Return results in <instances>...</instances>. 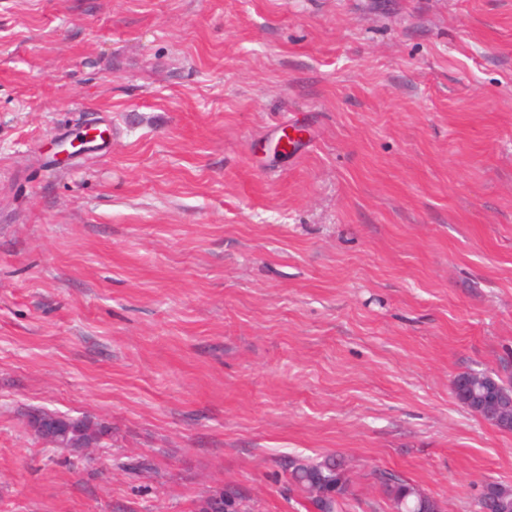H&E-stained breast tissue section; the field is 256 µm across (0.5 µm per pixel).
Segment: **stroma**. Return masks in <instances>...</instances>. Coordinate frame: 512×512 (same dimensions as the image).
<instances>
[{"label": "stroma", "instance_id": "35a3bbf8", "mask_svg": "<svg viewBox=\"0 0 512 512\" xmlns=\"http://www.w3.org/2000/svg\"><path fill=\"white\" fill-rule=\"evenodd\" d=\"M469 370L512 376V0H0V512H303L330 454L347 512H476ZM68 437L54 445L59 448L78 447L82 444H93L96 448H105L104 438L109 435V429L87 417H82L79 424L66 430ZM96 448H78L84 456H90ZM287 466L290 483L304 495L307 512H345L353 492L349 470L341 459L295 456ZM378 479L392 501L395 512H439V505L435 500L399 477L380 472ZM223 501L224 511L222 512H253L250 500L231 489L224 490L221 498L210 495L203 497L199 500L196 512H218L217 505Z\"/></svg>", "mask_w": 512, "mask_h": 512}]
</instances>
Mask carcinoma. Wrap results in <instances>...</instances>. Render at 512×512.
I'll return each instance as SVG.
<instances>
[{"label":"carcinoma","instance_id":"obj_1","mask_svg":"<svg viewBox=\"0 0 512 512\" xmlns=\"http://www.w3.org/2000/svg\"><path fill=\"white\" fill-rule=\"evenodd\" d=\"M67 433L68 437L57 447L76 448L92 444L104 448V438L109 435V429L83 417ZM288 472L291 485L304 495L306 512H345V502L352 495V480L342 460L295 456L288 461ZM378 479L393 503L394 512H439L435 500L399 477L381 472ZM220 503L224 504V512H253L250 500L231 489L224 490L220 498L208 495L200 499L196 512H218Z\"/></svg>","mask_w":512,"mask_h":512}]
</instances>
